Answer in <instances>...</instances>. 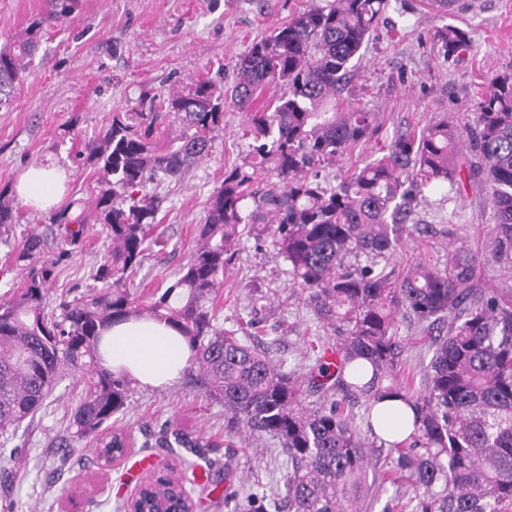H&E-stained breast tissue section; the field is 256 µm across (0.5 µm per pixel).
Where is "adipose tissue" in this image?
Wrapping results in <instances>:
<instances>
[{
	"label": "adipose tissue",
	"instance_id": "adipose-tissue-1",
	"mask_svg": "<svg viewBox=\"0 0 512 512\" xmlns=\"http://www.w3.org/2000/svg\"><path fill=\"white\" fill-rule=\"evenodd\" d=\"M63 181L64 174L56 166H32L23 173L17 194L32 210L44 212L59 202ZM100 353L104 368L150 388L177 382L191 358L188 343L167 321L145 318L106 328Z\"/></svg>",
	"mask_w": 512,
	"mask_h": 512
}]
</instances>
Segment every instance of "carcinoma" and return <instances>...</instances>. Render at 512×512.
Returning <instances> with one entry per match:
<instances>
[{
	"label": "carcinoma",
	"mask_w": 512,
	"mask_h": 512,
	"mask_svg": "<svg viewBox=\"0 0 512 512\" xmlns=\"http://www.w3.org/2000/svg\"><path fill=\"white\" fill-rule=\"evenodd\" d=\"M78 0H47L26 36L0 47V105L27 72L42 30L67 21ZM389 0H316L269 35L253 41L234 63L231 93L208 78L163 100L140 101L138 122L116 113L87 143L86 164L104 172L93 213L112 251L92 273L101 288L62 299L45 312L57 267L72 259L87 232L74 202L50 213L58 252L33 232L12 251L27 270L23 288L0 302V435L16 436L45 405L64 369L82 372L85 393L72 414V438L90 439L88 452L111 461L125 452L122 433L102 436L127 408L129 385L100 365L101 330L129 318L166 320L189 342L194 386L224 403V440L268 438L283 455L280 512H363L368 497V445L354 423L366 425L392 455V471L422 491L419 512H505L512 505V297L475 281L478 256L455 245L439 268L420 261L393 278L380 263L406 237L428 232L414 222L411 203L464 183L487 191L494 224L492 258L512 276V71L497 75L477 102L466 132L443 118L419 134H400L382 155L332 183L324 172L373 134V113L345 104L342 94L361 50ZM443 55L471 49L467 33L439 32ZM279 91L248 118L243 162L224 169L198 227L200 244L176 277L146 305L127 288L142 265L161 199L149 186L181 180L209 158L224 129V106L245 111L255 95ZM167 108L179 132L154 139L156 110ZM18 223L8 190H0V235ZM272 245L288 265L290 285L328 338L303 378L282 369L269 348L218 325L207 307L224 269L249 236ZM404 313L432 337L424 387L400 380L397 316ZM398 398L414 416L398 442L379 439L404 425L401 409L372 414ZM167 448L191 447L165 424ZM139 512H184L183 493L155 479Z\"/></svg>",
	"instance_id": "carcinoma-1"
}]
</instances>
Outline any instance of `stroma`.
<instances>
[{
    "mask_svg": "<svg viewBox=\"0 0 512 512\" xmlns=\"http://www.w3.org/2000/svg\"><path fill=\"white\" fill-rule=\"evenodd\" d=\"M448 13L431 0H390V6L362 49L357 75L345 95L374 114L376 133L342 158L336 173L363 166L395 134L421 131L444 114L466 122L490 81L512 69V0H461ZM311 0H80L65 23L47 28L36 58L10 100L0 106V189L15 187L24 170L56 164L66 171V200L85 203L98 193L94 167L77 163L90 137L116 112H135L143 92L164 97L172 90L208 77L221 86L233 83L236 58L251 42L270 34ZM45 0H0V46L24 35ZM453 25L466 31L473 49L444 61L435 34ZM244 112L224 110V128L213 141L209 159L184 179L164 183L156 193L163 203L155 235L167 240L165 252L150 253L130 279L139 301L186 262L197 245L210 194L220 187L227 166L248 150ZM484 189L465 187L442 197L428 194L416 209L420 224L453 223L459 244L479 251L481 284L512 295V278L500 275L489 255L492 211ZM47 216L21 207L19 222L0 241V300L21 288L26 272L12 261V246L30 232H42ZM100 225H91L76 256L60 266L46 298L55 310L61 295H81L96 286L91 272L111 250ZM448 243L419 234L409 237L386 268L400 273L418 257L445 262ZM287 265L269 244L248 243L224 273L213 310L224 329L250 324L259 342L272 346L286 369L304 371L312 346L325 334L299 291L288 285ZM403 366L414 388H421L431 357L428 339L410 319L398 322ZM84 388L82 373L66 370L47 407L24 423L15 439L19 462L0 475V500L13 512H116L133 497L140 478L172 467L193 496L195 512H232L224 490L266 494L280 473L269 441L226 446L224 406L178 381L164 389L131 385L128 407L118 420L133 437L128 457L100 469L82 445L68 448L71 413ZM170 423L202 447L173 454L148 447L145 429ZM371 512H415L418 494L408 482L381 481L390 466L386 450L371 451Z\"/></svg>",
    "mask_w": 512,
    "mask_h": 512,
    "instance_id": "stroma-1",
    "label": "stroma"
}]
</instances>
